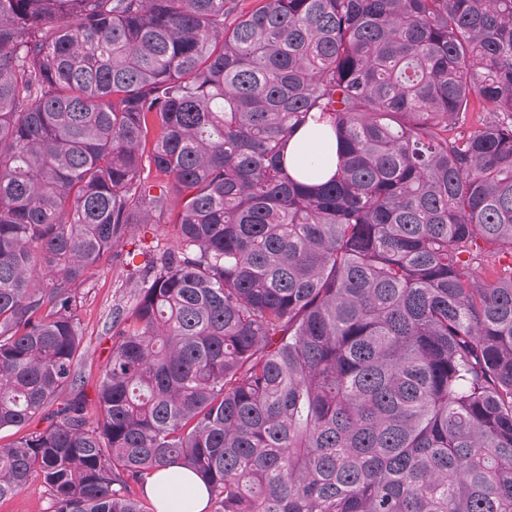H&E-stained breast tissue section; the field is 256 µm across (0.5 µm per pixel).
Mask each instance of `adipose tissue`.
<instances>
[{
	"label": "adipose tissue",
	"instance_id": "1",
	"mask_svg": "<svg viewBox=\"0 0 512 512\" xmlns=\"http://www.w3.org/2000/svg\"><path fill=\"white\" fill-rule=\"evenodd\" d=\"M290 172H300L318 166L333 172L336 161L331 142L319 135L300 130L289 140L285 149ZM147 495L156 503L158 512H179L182 501H190L194 512H204L208 491L199 478L191 473H179L167 468L150 475L146 483Z\"/></svg>",
	"mask_w": 512,
	"mask_h": 512
}]
</instances>
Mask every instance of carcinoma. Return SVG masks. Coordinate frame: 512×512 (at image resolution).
<instances>
[{"label":"carcinoma","instance_id":"carcinoma-1","mask_svg":"<svg viewBox=\"0 0 512 512\" xmlns=\"http://www.w3.org/2000/svg\"><path fill=\"white\" fill-rule=\"evenodd\" d=\"M165 219L90 411L78 289ZM503 252L512 0H0V500L512 512ZM310 127L301 129L289 140L285 149L288 168L291 173L304 171L318 165L320 172L331 174L335 170V151H332L331 140L308 132ZM331 158V159H330ZM170 467L155 472L147 478L146 493L156 503L158 512H181V502L191 501L193 511L201 512L208 502V491L199 478L192 473L176 472ZM165 488L168 495L161 496L159 490ZM48 495L43 480L31 476L24 489L14 497L0 501V512H47Z\"/></svg>","mask_w":512,"mask_h":512}]
</instances>
